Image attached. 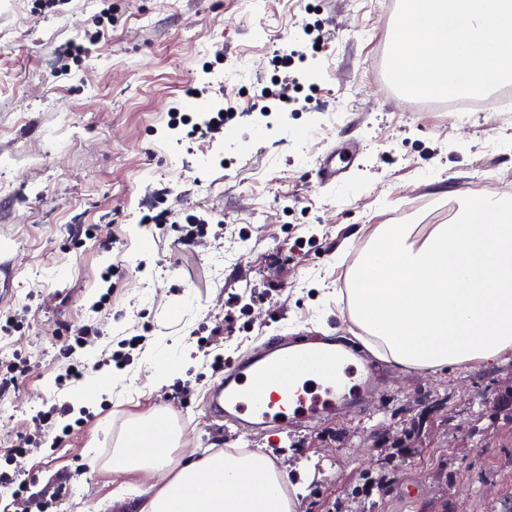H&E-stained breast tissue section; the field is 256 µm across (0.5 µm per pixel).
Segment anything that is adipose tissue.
I'll return each mask as SVG.
<instances>
[{"mask_svg":"<svg viewBox=\"0 0 512 512\" xmlns=\"http://www.w3.org/2000/svg\"><path fill=\"white\" fill-rule=\"evenodd\" d=\"M336 297L361 341L400 368L497 362L512 351V198L473 195L452 223L422 235L412 224L378 225ZM179 440L155 414L119 441L112 472L167 477L138 512H295L289 476L261 450L177 463Z\"/></svg>","mask_w":512,"mask_h":512,"instance_id":"1","label":"adipose tissue"}]
</instances>
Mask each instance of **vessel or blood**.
<instances>
[{"label": "vessel or blood", "mask_w": 512, "mask_h": 512, "mask_svg": "<svg viewBox=\"0 0 512 512\" xmlns=\"http://www.w3.org/2000/svg\"><path fill=\"white\" fill-rule=\"evenodd\" d=\"M350 162L348 152L328 154L317 163L320 182L331 183L345 173ZM336 346L320 343L312 346L299 336L274 338L260 350L242 356L228 368L210 391L203 407L205 416L225 431H268L280 418L293 416L300 426L318 428L324 416L354 406V398L370 392V381H362L351 390L335 367ZM307 375L318 378L321 387L331 393L326 400L298 397L294 412H286L288 378Z\"/></svg>", "instance_id": "vessel-or-blood-1"}]
</instances>
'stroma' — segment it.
Wrapping results in <instances>:
<instances>
[{
    "label": "stroma",
    "mask_w": 512,
    "mask_h": 512,
    "mask_svg": "<svg viewBox=\"0 0 512 512\" xmlns=\"http://www.w3.org/2000/svg\"><path fill=\"white\" fill-rule=\"evenodd\" d=\"M396 7L0 0V363L19 370L0 393V471L29 485L0 494V512L144 502L150 478L109 464L129 423L160 409L183 434L177 459L260 448L289 472L307 461L296 512H512V353L438 374L383 362L378 393L311 435L284 424L273 440L237 436L201 411L223 366L274 336L354 335L336 300L355 256L346 239L449 223L493 169L512 195V111L489 100L461 117L386 84ZM288 51L297 101L284 111L277 57ZM191 86L204 96L189 98ZM221 109L235 114L222 133H196ZM346 139L356 161L319 185L317 160ZM162 212L159 229L150 219ZM190 215L209 229L185 250ZM84 325L96 341L76 357L90 366L144 339L92 402L85 383L60 380ZM167 351L180 366L162 383L144 355ZM63 402L62 447L17 456L32 418Z\"/></svg>",
    "instance_id": "obj_1"
}]
</instances>
